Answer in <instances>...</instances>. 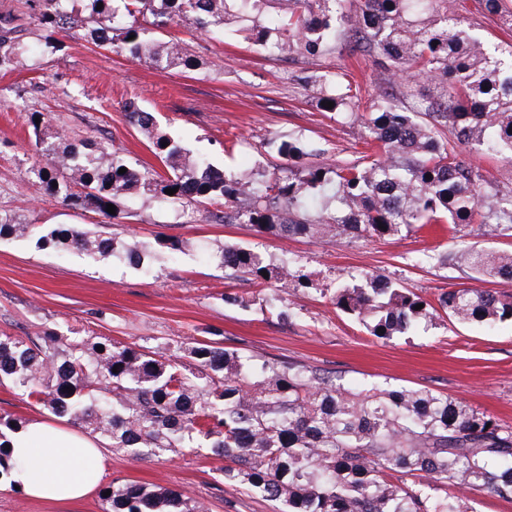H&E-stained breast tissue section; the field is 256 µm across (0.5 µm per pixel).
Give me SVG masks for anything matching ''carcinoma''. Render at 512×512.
<instances>
[{
	"mask_svg": "<svg viewBox=\"0 0 512 512\" xmlns=\"http://www.w3.org/2000/svg\"><path fill=\"white\" fill-rule=\"evenodd\" d=\"M29 2L45 49L55 48L61 33L83 34L133 59L190 70L197 60L189 46L176 37L155 39L150 27L175 16L201 29L238 22L249 44L291 60L329 54L340 40L372 57L380 75L397 84L361 113L352 83L307 78L317 102L334 103L332 112L358 126L364 152L327 167L311 162L324 154L317 143L290 137L277 148L282 163L258 166L246 178L193 158L135 97L122 110L149 138L161 174L89 138L60 133L46 146L33 113L39 160L32 184L47 196L108 219L114 215L107 205L118 211L142 195L185 210L221 204L211 213L219 222L245 224L258 235L328 241L388 239L427 224L512 229V189L482 191L486 176L449 146L451 135L462 146L512 158V49L505 57L465 28L458 0H353L349 8L346 0H88L83 12L73 0ZM507 2L484 6L512 30ZM10 33L0 29V68L12 70L25 58ZM0 238L73 251L90 262L118 257L147 274L155 257L148 245L114 233L80 224L46 231L1 214ZM212 256L230 278L284 281L297 291L311 285L307 275L254 247H223ZM439 261L512 285V252L471 245ZM332 303L383 340L406 336L441 312L463 324L512 321V294L450 290L435 307L380 276L335 289ZM5 383L137 459L208 448L224 462V485L277 503V512H469L467 493L476 490L512 500V430L427 388L354 391L304 366L257 364L217 342L172 339L145 347L51 334L0 336ZM21 427L20 419L0 414V481L14 468L7 434ZM107 489L103 512H205L177 490L119 480Z\"/></svg>",
	"mask_w": 512,
	"mask_h": 512,
	"instance_id": "1",
	"label": "carcinoma"
}]
</instances>
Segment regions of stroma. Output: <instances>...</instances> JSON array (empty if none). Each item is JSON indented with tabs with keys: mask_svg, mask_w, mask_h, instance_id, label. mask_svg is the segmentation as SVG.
Returning <instances> with one entry per match:
<instances>
[{
	"mask_svg": "<svg viewBox=\"0 0 512 512\" xmlns=\"http://www.w3.org/2000/svg\"><path fill=\"white\" fill-rule=\"evenodd\" d=\"M10 15L27 66L0 70V213L53 229L62 224L112 232L155 246L157 274L150 277L118 259L87 262L66 251L42 250L31 241L0 240V334L54 332L85 340L88 332L125 344L154 346L169 340L223 342L252 359L279 360L320 370L355 389L426 387L493 416L512 428V323L488 329L440 316L393 340H381L336 310L328 292L367 271L436 302L451 288L477 287L467 269L437 263L472 242L512 252V231L484 224L429 225L386 240L343 237H256L243 224H220L207 210L182 216L180 206L141 196L126 214L106 221L100 213L64 205L32 186L36 160L31 113L44 117L47 135L107 142L161 170L148 139L124 118L121 104L138 97L169 120L191 152L237 176L279 163L277 141L300 136L320 144L321 163L356 158V129L317 106L301 77H343L369 102L385 82L370 57L346 49L295 61L278 59L241 41L234 30L214 36L189 22H163L158 39L187 41L198 65L180 70L166 63L136 62L79 37L60 35L56 50L35 48L36 22L27 0H0ZM189 239L195 249L170 254L164 240ZM250 245L273 259L311 273L315 290L297 292L278 281L263 285L225 277L209 254L224 245ZM242 295L245 306L224 301ZM288 316H281V308ZM107 463L102 485L112 480L176 489L204 502L208 512H275L274 502L225 486L206 448H186L136 460L101 440ZM0 512H102L99 494L67 508L36 502L0 485Z\"/></svg>",
	"mask_w": 512,
	"mask_h": 512,
	"instance_id": "35a3bbf8",
	"label": "stroma"
}]
</instances>
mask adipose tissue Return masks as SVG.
<instances>
[{"instance_id": "ef3b65f1", "label": "adipose tissue", "mask_w": 512, "mask_h": 512, "mask_svg": "<svg viewBox=\"0 0 512 512\" xmlns=\"http://www.w3.org/2000/svg\"><path fill=\"white\" fill-rule=\"evenodd\" d=\"M16 466L12 479L28 496L66 505L95 491L105 470L97 439L81 434L62 419L36 420L10 436Z\"/></svg>"}]
</instances>
